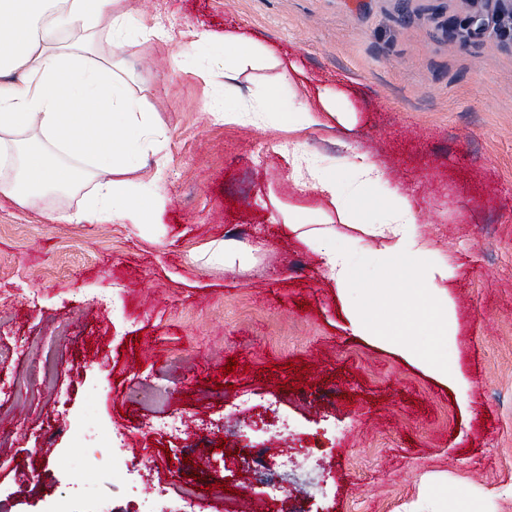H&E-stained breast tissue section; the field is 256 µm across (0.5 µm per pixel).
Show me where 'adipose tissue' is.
Listing matches in <instances>:
<instances>
[{"instance_id":"1","label":"adipose tissue","mask_w":512,"mask_h":512,"mask_svg":"<svg viewBox=\"0 0 512 512\" xmlns=\"http://www.w3.org/2000/svg\"><path fill=\"white\" fill-rule=\"evenodd\" d=\"M126 0H0V196L34 208L64 192L93 188L73 210L57 213L68 224H158L166 196L165 171L156 167L140 176V159L163 155L166 138L152 113L120 77L117 50L129 32L146 42L169 43L164 25L144 19L131 25ZM223 43L224 57H201L202 49ZM178 55L194 59L198 70L219 84L221 92L206 105L207 114L227 124L247 122L234 73L259 62L264 51L252 38L228 33L217 37L207 29L180 44ZM336 91L323 89L316 103L299 102L286 112L271 99L262 111L288 132L297 134L288 153L290 175L297 187L327 200V207L308 208L275 202L283 224L321 258L338 290L353 335L389 348L438 383L466 392L469 383L442 352L458 333L447 284L456 266L430 248L417 231L414 200L391 181L382 165L356 147L340 161L324 165L306 150L302 133L338 125L351 129L355 111L338 105ZM350 168V184L337 177ZM379 189L372 206L377 222L363 219L360 196ZM357 229L341 243L337 225ZM388 238L380 267L381 287L366 290L355 303L353 289L362 287L365 272L358 255L361 235ZM430 336L428 346L417 335ZM444 479L430 474L412 512H496L495 493L469 492L448 497Z\"/></svg>"}]
</instances>
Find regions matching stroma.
<instances>
[{
    "label": "stroma",
    "instance_id": "35a3bbf8",
    "mask_svg": "<svg viewBox=\"0 0 512 512\" xmlns=\"http://www.w3.org/2000/svg\"><path fill=\"white\" fill-rule=\"evenodd\" d=\"M129 6L179 43L205 28L267 47L274 61L237 82L276 89L280 109L286 64L309 98L343 93L357 125L308 132L306 148L328 161L359 146L413 195L419 232L460 267L443 351L470 389L458 398L352 335L334 282L269 202L319 203L288 177L287 132L212 122L204 78L171 45L131 36L129 85L167 138L162 223L66 224L49 212L76 198L45 211L0 197V351L35 346L0 369V512L62 498L84 512L72 460L87 446L71 427L88 411L154 482L191 489L196 512H242L273 486L283 512H400L429 473L474 493L512 486V41L451 29L467 0ZM215 240L250 254L225 269L205 251ZM167 415L190 430H151ZM276 445L315 449L317 464L284 465Z\"/></svg>",
    "mask_w": 512,
    "mask_h": 512
}]
</instances>
